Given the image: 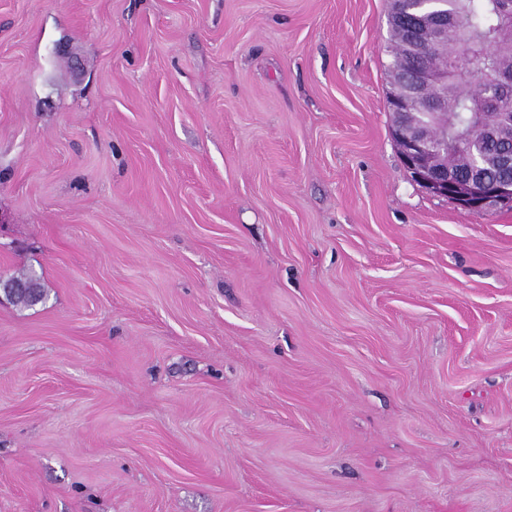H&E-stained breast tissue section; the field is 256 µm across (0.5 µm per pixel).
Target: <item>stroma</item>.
I'll return each instance as SVG.
<instances>
[{"instance_id": "35a3bbf8", "label": "stroma", "mask_w": 512, "mask_h": 512, "mask_svg": "<svg viewBox=\"0 0 512 512\" xmlns=\"http://www.w3.org/2000/svg\"><path fill=\"white\" fill-rule=\"evenodd\" d=\"M391 0H0V512H512V209L391 133Z\"/></svg>"}]
</instances>
